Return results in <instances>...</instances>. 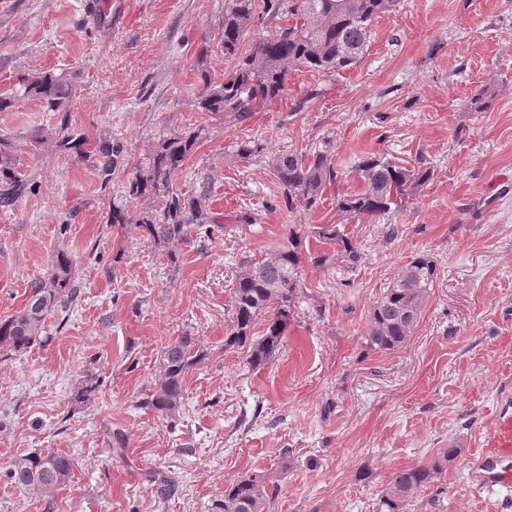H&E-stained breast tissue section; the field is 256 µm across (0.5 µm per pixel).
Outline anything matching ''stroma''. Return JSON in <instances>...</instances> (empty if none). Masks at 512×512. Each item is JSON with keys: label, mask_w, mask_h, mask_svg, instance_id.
I'll list each match as a JSON object with an SVG mask.
<instances>
[{"label": "stroma", "mask_w": 512, "mask_h": 512, "mask_svg": "<svg viewBox=\"0 0 512 512\" xmlns=\"http://www.w3.org/2000/svg\"><path fill=\"white\" fill-rule=\"evenodd\" d=\"M223 16L224 0H0V94L36 70L78 84L67 116L28 97L0 112L30 185L0 206V318L24 307L60 247L82 292L64 322L48 320V343L0 359V512H45L48 500L55 512H208L258 469L278 488L269 512H376L395 470L443 448L458 455L440 512H512V492L468 476L512 415V0H398L374 21L360 65L291 73L286 94L241 125L197 107L195 57ZM486 87L496 98L475 110ZM63 122L82 135L80 152L35 143ZM198 126L205 135L171 183L193 192L211 177L221 225L206 246L174 243V270L110 215L155 144ZM247 137L263 143L262 158L229 157ZM105 144L115 150L107 176ZM286 149L330 153L351 190L367 154L435 173L385 220L343 221L330 199L289 213L270 164ZM243 211L256 224L238 223ZM338 223L360 262L304 265L307 298L268 365L249 368L224 347L237 258L264 257L288 225ZM420 252L437 276L407 345L367 353L372 305ZM185 332L206 357L185 378L179 412L137 408L158 384L163 347ZM89 372L99 387L72 408ZM36 449L74 458L66 487L11 483L12 462ZM161 479L171 495L157 493Z\"/></svg>", "instance_id": "stroma-1"}]
</instances>
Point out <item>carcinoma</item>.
I'll return each mask as SVG.
<instances>
[{
	"instance_id": "1",
	"label": "carcinoma",
	"mask_w": 512,
	"mask_h": 512,
	"mask_svg": "<svg viewBox=\"0 0 512 512\" xmlns=\"http://www.w3.org/2000/svg\"><path fill=\"white\" fill-rule=\"evenodd\" d=\"M396 0H301L288 9V22L275 31L257 34L246 40L255 23L278 7L273 0H224V19L212 41L204 42L196 59L201 82L198 107L203 112L224 114V123L238 125L251 118L264 105L287 92L291 72L307 70L317 74H339L361 63L370 43L373 21L394 10ZM234 60L224 80H212L207 58L212 48ZM76 90L74 76L51 71H34L18 78V89L0 95V112H10L19 97L37 99L48 112L67 113ZM205 128L174 134L162 139L148 161L137 167L129 181L126 198L138 201L155 198L157 203L131 212L128 206H112L110 223L125 224L139 231L147 243L166 248L188 240L190 229L198 230L203 241L212 239L220 220L212 208L211 182L206 181L191 194L172 188L171 176L181 169L197 149ZM54 142L69 147L73 136L43 129L36 142ZM11 144L0 135V203L8 205L26 190L18 165L9 152ZM231 157L252 161L264 153L262 143L250 138L228 146ZM280 187V206L292 213L310 210L324 200L331 186H337L343 173L325 152L283 150L271 160ZM352 171L358 174L357 190L336 193V212L348 221H370L399 212L416 191L434 175L427 165H400L383 156L364 157ZM318 243L331 251L304 249L308 230L304 224H290L283 242L266 257L249 256L239 262V272L231 288L232 312L224 349L242 350L253 370L265 367L280 348L288 322L297 304L307 297L302 268L309 262L326 268L338 258L353 267L361 253L356 243L339 224H321L313 232ZM436 278L431 256L419 253L398 272L371 308L364 342L371 353H394L408 342L422 306ZM81 300L80 286L73 270V259L65 249L55 252L45 273L30 284L26 305L17 314L0 319V354L22 353L47 342L44 336L49 317L75 308ZM263 326L260 338L254 337L256 323ZM204 359V351L191 333L185 332L161 352V378L154 392L138 405L161 415L173 414L184 398V380ZM97 384L86 373L82 387L73 397L74 405L88 404ZM458 450L447 448L432 463L409 466L393 473L381 490L376 512H413L417 493L434 489L427 499L438 506L446 487L442 483L448 462ZM74 459L65 454L37 450L18 457L9 477L25 491H44L67 485L74 471ZM263 471L249 472L233 480L224 495L212 504L211 512H268L277 487Z\"/></svg>"
}]
</instances>
